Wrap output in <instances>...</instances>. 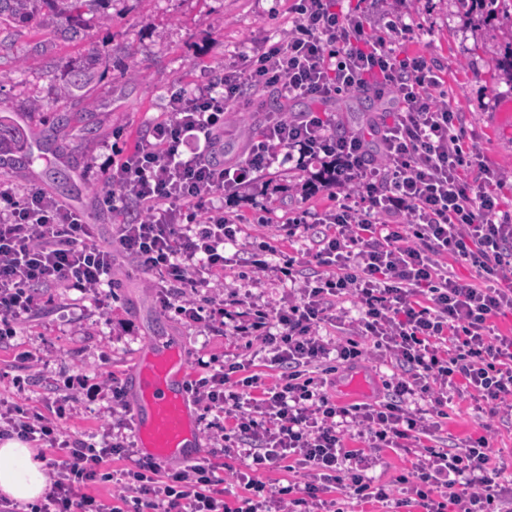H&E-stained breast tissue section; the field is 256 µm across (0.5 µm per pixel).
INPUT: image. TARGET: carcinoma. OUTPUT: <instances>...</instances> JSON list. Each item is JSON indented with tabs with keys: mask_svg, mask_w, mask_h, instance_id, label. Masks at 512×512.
<instances>
[{
	"mask_svg": "<svg viewBox=\"0 0 512 512\" xmlns=\"http://www.w3.org/2000/svg\"><path fill=\"white\" fill-rule=\"evenodd\" d=\"M111 0H0V24L8 22L15 27L44 29L50 21L65 17L67 27L64 33L71 39L80 38L84 31L82 22L86 14H94L101 21L110 19L108 3ZM63 71L67 79L59 86L63 97L74 96L79 89L94 78V72L79 69L75 63H63ZM80 122L76 112H58L52 125L42 130L35 143L40 149L49 153L57 152V139L60 132Z\"/></svg>",
	"mask_w": 512,
	"mask_h": 512,
	"instance_id": "obj_1",
	"label": "carcinoma"
}]
</instances>
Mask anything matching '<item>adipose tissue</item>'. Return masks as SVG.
Returning <instances> with one entry per match:
<instances>
[{
  "instance_id": "adipose-tissue-1",
  "label": "adipose tissue",
  "mask_w": 512,
  "mask_h": 512,
  "mask_svg": "<svg viewBox=\"0 0 512 512\" xmlns=\"http://www.w3.org/2000/svg\"><path fill=\"white\" fill-rule=\"evenodd\" d=\"M49 476L36 451L19 439L0 442V495L20 503L40 499Z\"/></svg>"
}]
</instances>
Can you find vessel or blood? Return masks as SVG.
Segmentation results:
<instances>
[{
  "instance_id": "b4317fda",
  "label": "vessel or blood",
  "mask_w": 512,
  "mask_h": 512,
  "mask_svg": "<svg viewBox=\"0 0 512 512\" xmlns=\"http://www.w3.org/2000/svg\"><path fill=\"white\" fill-rule=\"evenodd\" d=\"M189 365L179 345L153 344L152 352L130 374L137 402L133 408L136 447L158 462L199 458V434L185 389Z\"/></svg>"
}]
</instances>
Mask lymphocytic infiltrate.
Instances as JSON below:
<instances>
[{"mask_svg":"<svg viewBox=\"0 0 512 512\" xmlns=\"http://www.w3.org/2000/svg\"><path fill=\"white\" fill-rule=\"evenodd\" d=\"M288 37H268L208 85H170L166 118L143 144L104 166L102 204L122 215L115 250L100 248L95 227L44 188L0 180V346L41 310V293L62 288L102 293L115 288V254L148 274L161 310L189 325L247 340L264 352L273 384L251 373L250 359L202 362L188 390L224 417L213 434L225 454L243 448L251 463L236 473L243 495L227 502L212 466L197 461L162 468L137 460L125 391L111 379L68 378L55 418L0 400V440L17 438L60 448L65 456L43 502L29 512H343L339 498L375 500L389 512H512V479L493 465L488 436L448 447L441 419L454 397L469 395L490 415L512 413V337L493 335V318L512 310V218L499 214L483 170L478 185L462 177L473 156L460 141L459 117L437 100L436 64L403 45L410 30L399 9L376 17L336 10L335 0H296ZM375 37H366L367 26ZM270 91L313 108L300 118L267 113L242 152L224 149L228 116L251 95ZM347 92L388 100L368 133H338L326 103ZM300 171L319 164L325 187L350 204L278 225L289 241L312 238L313 268L279 266L267 245L250 253L254 283L280 272L289 287L273 302L230 290L217 296L245 217L224 209L280 160ZM469 263L477 282L448 269ZM349 331L337 341L327 328ZM371 345L396 372L386 400L341 407L331 394L333 365L361 358ZM111 393L121 413L100 442L65 439L55 422L71 402ZM357 435L363 446L350 449ZM421 447L398 482L369 476L372 451ZM134 459L114 474L112 459ZM290 462L303 479L275 488L261 471ZM115 481L105 503L85 486Z\"/></svg>","mask_w":512,"mask_h":512,"instance_id":"obj_1","label":"lymphocytic infiltrate"}]
</instances>
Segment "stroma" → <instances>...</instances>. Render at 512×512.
Segmentation results:
<instances>
[{"instance_id": "obj_1", "label": "stroma", "mask_w": 512, "mask_h": 512, "mask_svg": "<svg viewBox=\"0 0 512 512\" xmlns=\"http://www.w3.org/2000/svg\"><path fill=\"white\" fill-rule=\"evenodd\" d=\"M293 0H112L109 24L87 16L84 39L48 41L34 30L0 28V117L10 124L36 131L48 128L57 112H76L81 127L69 129L64 143L78 159L71 170L67 204L83 210L99 229L97 241L108 245L111 227L119 216L102 210L97 199L100 166L112 151H128L144 141L150 125L165 113L168 81L187 87L240 57L251 43L292 27ZM400 11L412 28L409 52L436 61L442 89L460 113L464 142L480 167L498 173L490 188L499 210L512 215V83L499 67L505 43L512 41V0L496 10L463 7L460 0H402ZM89 61L94 80L77 96L61 97V61ZM39 101V112L27 110ZM95 128L84 136L83 127ZM343 194L311 191L308 179L289 165L276 166L244 192L243 201H225L226 211L245 214L248 241L261 249L273 224L286 222L301 211H323L342 203ZM121 281L110 301L58 289L43 297L38 316L19 336L0 347V396L47 413L48 382H63L72 370L89 379L109 376L127 386L128 374L147 353L154 337L180 345L190 365L199 360L235 359L245 354V342L233 336H205L171 311H161L148 275L125 257H117ZM33 355L37 365L30 381L16 383L20 354ZM393 373L386 362L363 355L355 365L337 364L332 393L339 405L372 403L386 398L385 382ZM362 376L363 391L346 386ZM111 417L109 399L75 404L71 418L61 420L63 437L97 432ZM495 432L497 461L512 466V419H485L467 398L454 399L442 427L449 444L481 435L482 422Z\"/></svg>"}]
</instances>
